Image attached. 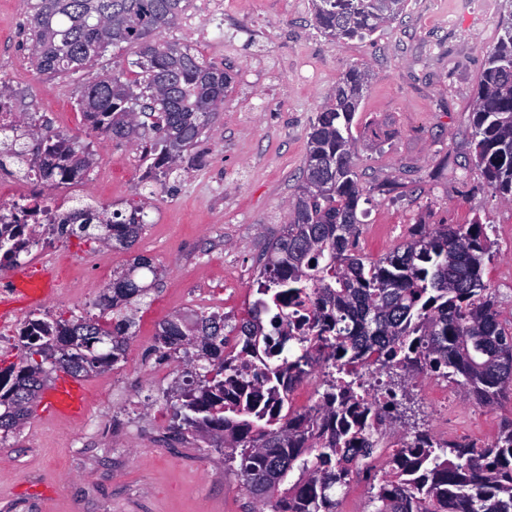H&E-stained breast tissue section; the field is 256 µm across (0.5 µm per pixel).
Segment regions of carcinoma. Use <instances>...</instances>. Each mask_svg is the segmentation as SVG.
<instances>
[{
  "label": "carcinoma",
  "mask_w": 512,
  "mask_h": 512,
  "mask_svg": "<svg viewBox=\"0 0 512 512\" xmlns=\"http://www.w3.org/2000/svg\"><path fill=\"white\" fill-rule=\"evenodd\" d=\"M192 0H29L31 54L38 72L91 69L110 49H130L143 82L125 69L97 75L78 91L91 130L115 139L142 138L146 155L168 174L175 160L212 126L233 83L224 68L162 33ZM316 25L334 39L365 38L397 19L407 0H312ZM502 36L487 52L473 107L478 165L490 188L512 200V9L500 22ZM367 74L347 71L317 113L292 218L268 246L256 279L257 299L242 319L236 354L226 351L224 315L173 317L157 333L171 354L197 349L202 362L195 387L185 390L179 414L186 433L232 449L247 492L270 512H338L330 491L345 486L372 451L385 414L364 419L360 384L345 365L359 361L416 367L450 380L486 405L512 388V326L503 323L483 281L493 243L484 225L439 224L419 230L404 246L377 261L354 251L362 194L352 164L351 125ZM147 113L151 123L137 120ZM38 178L63 185L90 166L77 142L50 128L39 145ZM143 208L125 213L76 209L56 226L61 236L129 249L146 231ZM20 239L0 238V268L16 264ZM138 255L112 275L102 315L34 318L19 332L20 359L0 367V432L17 431L55 371L85 377L126 359L135 335L133 308L147 304L156 275ZM313 306L311 334L286 346L276 339L284 308ZM268 324H263V317ZM330 377L318 406L303 415L288 410L283 378H305L318 359ZM346 393L355 423L336 436L337 390ZM372 512H512V421L497 441L437 442L418 431L375 477Z\"/></svg>",
  "instance_id": "cac0c4a2"
}]
</instances>
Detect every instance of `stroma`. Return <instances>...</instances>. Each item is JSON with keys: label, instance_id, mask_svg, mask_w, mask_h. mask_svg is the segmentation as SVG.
Masks as SVG:
<instances>
[{"label": "stroma", "instance_id": "35a3bbf8", "mask_svg": "<svg viewBox=\"0 0 512 512\" xmlns=\"http://www.w3.org/2000/svg\"><path fill=\"white\" fill-rule=\"evenodd\" d=\"M434 0H408L404 14L366 38L336 40L316 28L311 0H220L194 4L165 36L191 44L234 82L210 131L155 179L138 142L92 133L77 103L86 73L47 76L31 66L28 0H0V82L36 146L50 127L84 142L94 165L120 166L116 208L143 206L151 223L133 250H112V267L133 255L158 268L127 359L85 377L106 386L95 409L102 429L32 413L0 442V512H256L224 451L180 440V389L194 378L195 350L170 357L154 340L175 315L223 313L236 324L256 299L259 261L291 218L309 133L349 67L368 74L354 115L353 164L366 204L356 239L377 259L419 227L485 224L493 243L483 280L512 323V202L489 188L476 163L472 109L487 53L499 37L504 0H481L454 27L440 26ZM452 441L493 444L512 419V394L473 403Z\"/></svg>", "mask_w": 512, "mask_h": 512}]
</instances>
